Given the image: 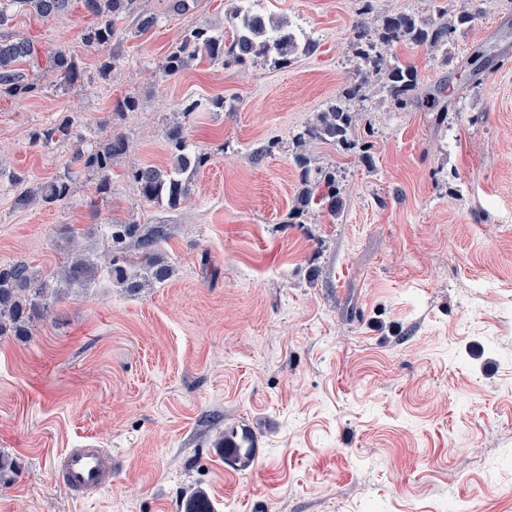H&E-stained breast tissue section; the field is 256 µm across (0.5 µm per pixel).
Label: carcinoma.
Masks as SVG:
<instances>
[{
  "mask_svg": "<svg viewBox=\"0 0 512 512\" xmlns=\"http://www.w3.org/2000/svg\"><path fill=\"white\" fill-rule=\"evenodd\" d=\"M80 3L92 16V24L82 38L83 44L90 48L111 42L118 34L116 24L130 14H137V32L141 34L157 23L155 15L141 9L140 0H80ZM12 5L50 19L68 11L72 0H0L1 28L8 26L12 19L9 11ZM472 20L473 14L465 10L440 21L398 13L384 18L376 39L365 21L356 22V55L363 67L336 104L318 113L316 121L296 136L294 161L301 172V188L294 205L297 212L303 213L324 200L328 211L334 216L339 215L341 203L336 194V172H323L317 181L311 179V159L306 146L314 141L340 146L349 142L355 122L350 102L363 98L364 85L375 80L381 82L388 100L398 110L411 103L418 85L416 68L396 56L386 57L378 49V43L387 46L405 43L435 50ZM231 26L232 36L228 40L222 33L188 26L181 40L167 52L160 70L168 77L176 76L188 62L198 58L220 66L242 64L252 59L285 64L291 56L314 49L310 41L299 42L286 21L266 18L251 7L236 8L231 15ZM35 61L36 49L32 41L0 34V97L31 98L43 91L42 85L30 79L24 69V65ZM48 63L59 77L60 87L69 88L81 82L79 65L66 50L51 51ZM80 125V121L67 115L36 133L35 140L46 147L59 142L72 143V165L76 170L67 169L21 190L18 205L66 203L79 171L97 176L98 195L108 197L112 190V165L126 155L128 142L120 133L111 134L100 142L91 140L80 130ZM166 143L172 158L170 167L134 165L129 168L128 176L145 200L165 202L175 208L193 194L194 177L209 162L210 156L190 148L184 129L178 123L168 128ZM104 233L111 242V250L100 256L81 243L86 238L84 230L72 224L65 225L59 232L65 241L61 266L46 276L33 271L22 261L0 263V338L32 335L36 324L49 317L56 304L91 287L103 271L130 295L172 276V265L157 248L160 231L147 230L140 224L129 222L106 224ZM224 455L245 467L251 462L252 448L243 449L226 437Z\"/></svg>",
  "mask_w": 512,
  "mask_h": 512,
  "instance_id": "cac0c4a2",
  "label": "carcinoma"
}]
</instances>
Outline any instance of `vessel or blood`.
I'll return each mask as SVG.
<instances>
[{"mask_svg": "<svg viewBox=\"0 0 512 512\" xmlns=\"http://www.w3.org/2000/svg\"><path fill=\"white\" fill-rule=\"evenodd\" d=\"M56 469L69 491L94 493L112 483V454L92 446L69 448L60 454Z\"/></svg>", "mask_w": 512, "mask_h": 512, "instance_id": "b4317fda", "label": "vessel or blood"}]
</instances>
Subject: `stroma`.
Returning a JSON list of instances; mask_svg holds the SVG:
<instances>
[{
  "label": "stroma",
  "mask_w": 512,
  "mask_h": 512,
  "mask_svg": "<svg viewBox=\"0 0 512 512\" xmlns=\"http://www.w3.org/2000/svg\"><path fill=\"white\" fill-rule=\"evenodd\" d=\"M240 3L178 15L143 0L155 27L135 35L126 17L98 48L82 42L78 4L9 23L38 50L28 73L43 92L0 98V167L31 186L61 171L70 144L34 134L66 115L129 150L95 211L93 176L61 205L0 189V261L46 274L62 225L134 221L164 227L174 274L136 295L101 275L30 338H0V453L18 463L0 512H187L198 491L212 512H512V0H255L313 52L162 74L188 26L231 34ZM463 9L475 20L443 48L395 45L418 73L411 105L392 108L372 83L353 106V149L307 145L312 167L336 173L340 215L293 212L294 137L350 82L356 18ZM56 48L76 57L79 88L57 87ZM127 95L135 110H115ZM175 122L211 160L172 209L144 201L127 167L168 165ZM230 432L251 438L248 467L225 461ZM89 442L111 451L112 484L82 497L54 462Z\"/></svg>",
  "instance_id": "stroma-1"
}]
</instances>
